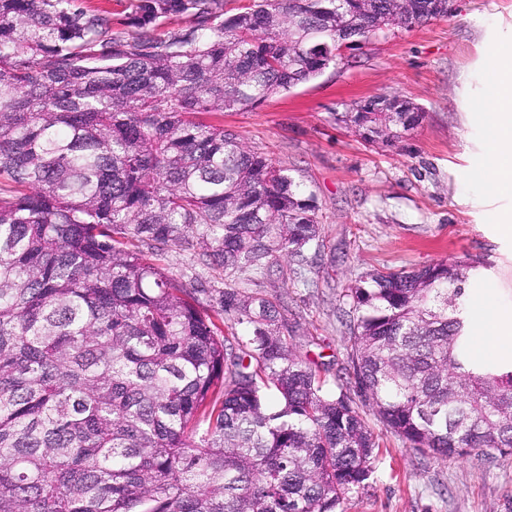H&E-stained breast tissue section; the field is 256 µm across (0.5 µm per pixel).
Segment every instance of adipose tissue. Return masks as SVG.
Returning a JSON list of instances; mask_svg holds the SVG:
<instances>
[{
	"label": "adipose tissue",
	"instance_id": "adipose-tissue-1",
	"mask_svg": "<svg viewBox=\"0 0 512 512\" xmlns=\"http://www.w3.org/2000/svg\"><path fill=\"white\" fill-rule=\"evenodd\" d=\"M481 34L484 53L458 79L461 109L482 130L476 140L478 161L463 177L487 205L485 222L500 238L512 240V21L484 25ZM498 288L494 280L482 283L471 308L476 330L471 352L480 363L496 362L512 350V306L497 302Z\"/></svg>",
	"mask_w": 512,
	"mask_h": 512
}]
</instances>
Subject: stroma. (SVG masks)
<instances>
[{
	"label": "stroma",
	"mask_w": 512,
	"mask_h": 512,
	"mask_svg": "<svg viewBox=\"0 0 512 512\" xmlns=\"http://www.w3.org/2000/svg\"><path fill=\"white\" fill-rule=\"evenodd\" d=\"M451 5L448 16L392 27L255 107L211 115L315 195L321 243L307 263L282 260L228 279L199 248L171 243L161 252L203 304L216 305L229 287L279 300L290 345L334 393L357 394L346 291L366 272L477 260L480 276L498 278L500 300L512 303V243L482 224L483 208L462 178L464 147L477 130L456 96L459 75L479 54L480 23L512 14V0ZM379 95L422 111L410 136L392 146L366 144L336 120ZM364 417L379 448L367 486L346 497L343 512H512V455L474 449L442 460L409 447L372 412Z\"/></svg>",
	"instance_id": "obj_1"
}]
</instances>
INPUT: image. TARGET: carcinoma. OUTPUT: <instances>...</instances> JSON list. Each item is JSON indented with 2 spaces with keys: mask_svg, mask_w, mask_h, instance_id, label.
Here are the masks:
<instances>
[{
  "mask_svg": "<svg viewBox=\"0 0 512 512\" xmlns=\"http://www.w3.org/2000/svg\"><path fill=\"white\" fill-rule=\"evenodd\" d=\"M111 11L0 0V512H340L376 448L350 397L290 347L281 305L205 306L139 245L196 244L226 277L319 243L313 194L206 116L254 107L336 62L359 32L448 0H131ZM189 25L155 34L172 16ZM368 102V143L419 120ZM480 263L372 271L348 288L355 384L410 447L512 455V361L471 363ZM246 338L219 339V323ZM109 3L111 4L113 31L119 33L128 41L135 40L138 37L139 29L120 24L125 14L129 12L127 7L129 0H112Z\"/></svg>",
  "mask_w": 512,
  "mask_h": 512,
  "instance_id": "cac0c4a2",
  "label": "carcinoma"
}]
</instances>
